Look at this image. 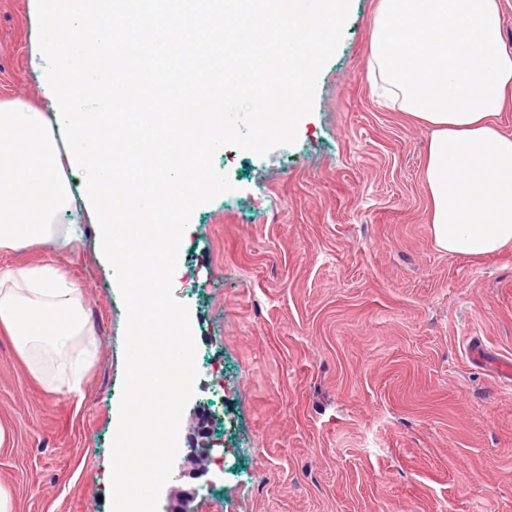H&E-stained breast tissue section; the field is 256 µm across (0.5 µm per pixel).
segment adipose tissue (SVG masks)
Listing matches in <instances>:
<instances>
[{
  "instance_id": "adipose-tissue-1",
  "label": "adipose tissue",
  "mask_w": 512,
  "mask_h": 512,
  "mask_svg": "<svg viewBox=\"0 0 512 512\" xmlns=\"http://www.w3.org/2000/svg\"><path fill=\"white\" fill-rule=\"evenodd\" d=\"M385 106L432 129L424 181L431 234L451 255L512 246V135L496 116L512 105V50L500 0H379L369 61ZM55 115L0 98V252L64 247L84 210ZM0 327L28 363L49 362L53 389L76 388L78 347L94 343L80 287L52 262L0 267Z\"/></svg>"
}]
</instances>
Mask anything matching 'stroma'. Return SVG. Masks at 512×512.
I'll list each match as a JSON object with an SVG mask.
<instances>
[{"label":"stroma","mask_w":512,"mask_h":512,"mask_svg":"<svg viewBox=\"0 0 512 512\" xmlns=\"http://www.w3.org/2000/svg\"><path fill=\"white\" fill-rule=\"evenodd\" d=\"M377 0H351L315 109L266 156L220 147L231 192L198 207L176 298L196 335L189 408L221 439L196 512H512V247L433 244L429 129L368 80ZM36 0H0V92L50 104L27 65ZM82 242L55 252L96 334L50 390L0 328V486L13 512H111L126 310Z\"/></svg>","instance_id":"stroma-1"}]
</instances>
